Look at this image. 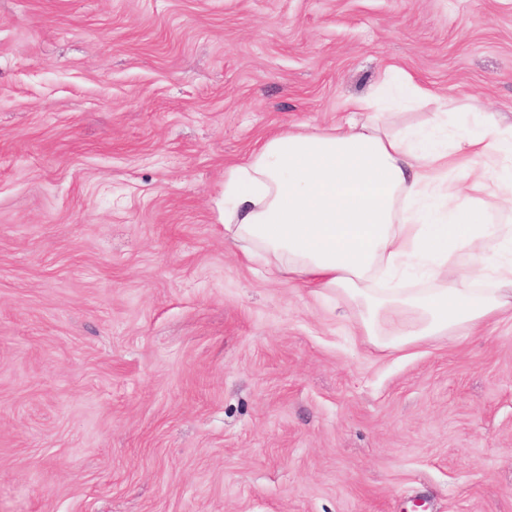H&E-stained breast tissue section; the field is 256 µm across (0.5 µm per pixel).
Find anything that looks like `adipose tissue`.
Segmentation results:
<instances>
[{
	"label": "adipose tissue",
	"instance_id": "1",
	"mask_svg": "<svg viewBox=\"0 0 512 512\" xmlns=\"http://www.w3.org/2000/svg\"><path fill=\"white\" fill-rule=\"evenodd\" d=\"M434 101L427 127L393 128L396 101ZM451 101L411 74L389 73L346 120L285 129L224 169V241L248 261L342 294L377 348H407L511 309L512 125L488 112L442 140ZM492 190L507 221L460 202ZM399 325L389 336L384 326Z\"/></svg>",
	"mask_w": 512,
	"mask_h": 512
}]
</instances>
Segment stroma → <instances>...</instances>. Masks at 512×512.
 <instances>
[{"instance_id":"stroma-1","label":"stroma","mask_w":512,"mask_h":512,"mask_svg":"<svg viewBox=\"0 0 512 512\" xmlns=\"http://www.w3.org/2000/svg\"><path fill=\"white\" fill-rule=\"evenodd\" d=\"M396 69L512 124V0H0V512H512V310L380 350L224 242Z\"/></svg>"}]
</instances>
